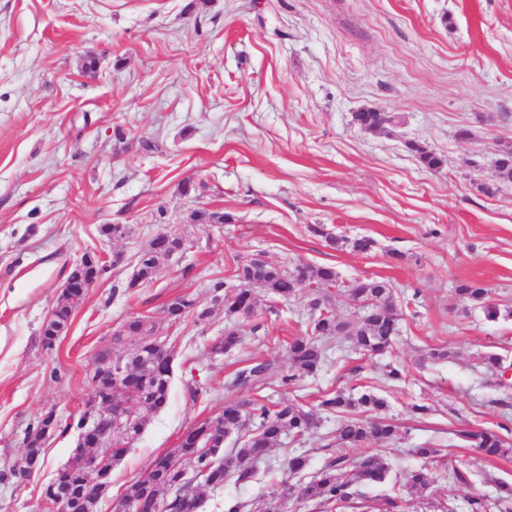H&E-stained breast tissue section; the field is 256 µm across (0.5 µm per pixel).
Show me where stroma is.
<instances>
[{
	"label": "stroma",
	"instance_id": "1",
	"mask_svg": "<svg viewBox=\"0 0 512 512\" xmlns=\"http://www.w3.org/2000/svg\"><path fill=\"white\" fill-rule=\"evenodd\" d=\"M99 61L96 73L82 68ZM364 109L393 113L367 134ZM153 141L157 150H145ZM444 158L425 168L410 143ZM512 146V0H0V475L24 448L41 414L61 418L86 407V372L135 316L155 324L173 355L168 402L112 469L98 512L114 504L181 434L217 416L243 366H290L288 341L310 323L309 290L277 304L256 294L254 323L228 354L210 346L231 327L213 285L240 258L261 254L280 266L334 267L343 282L391 283L403 309L395 358L405 383L386 386L376 359L326 344V361L296 387L268 385L273 402L371 389L389 403L405 435L383 459L385 482L368 487L374 507L403 499L404 512H465V499H495L496 479L512 483V456L483 460L461 430L512 428V391L484 387L496 352L512 361V319L490 321L457 285L474 282L512 306V181L496 162ZM198 189L183 194L182 184ZM231 223L197 226L196 210ZM124 224L126 237L100 236ZM323 225L328 235L310 232ZM179 234L186 252L162 258L153 281L128 288L137 257L159 231ZM367 236L372 252L331 246L328 236ZM120 254L75 310L53 349L41 328L72 261L84 252ZM191 296L209 309L202 322L171 323L165 307ZM450 356L428 360L433 348ZM203 384L191 399L187 387ZM428 406L424 417L413 405ZM325 413L301 440L283 438L255 463L249 483L200 486L201 512L224 501L247 512H318L301 495L335 443ZM440 449L442 461L414 456ZM74 432L44 444V463L26 484L0 478V512H44L40 491L66 464ZM309 457L291 475L288 449ZM469 469L454 484L449 465ZM426 467L427 492L408 496L398 478Z\"/></svg>",
	"mask_w": 512,
	"mask_h": 512
}]
</instances>
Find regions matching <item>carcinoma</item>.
I'll return each instance as SVG.
<instances>
[{
    "instance_id": "carcinoma-1",
    "label": "carcinoma",
    "mask_w": 512,
    "mask_h": 512,
    "mask_svg": "<svg viewBox=\"0 0 512 512\" xmlns=\"http://www.w3.org/2000/svg\"><path fill=\"white\" fill-rule=\"evenodd\" d=\"M354 120L364 132L375 127L385 129L395 121L390 112L383 118L369 111L357 112ZM420 163L429 170H438L444 164L441 155L429 151L417 144L411 145ZM192 220L199 225L229 224L232 217L224 213L197 211ZM310 231L327 239L328 242L353 252L366 254L373 250L375 241L368 237L335 238L325 232L324 226L315 224ZM141 263L139 276L141 282H150L158 271V258L149 250L139 256ZM310 289L309 307L311 325L307 331L288 342L290 368L288 371L271 375L268 366L257 364L245 366L235 372L228 387L247 388L256 392L263 391L270 381L284 387L296 385L299 377L317 374L325 360L324 341L330 338L346 341L367 357L384 356L393 350V344L400 332L402 313L396 310L394 296L390 286L380 280L356 279L349 284L339 280L336 269L327 266L301 265L293 272L259 262L238 263L227 281L214 284V301L224 303V314L238 318L244 312L255 314L256 300L254 291L260 289L267 295L282 302L294 297L301 285ZM457 293L477 303L485 317L495 321L500 317H512V308L500 309L488 300V290L473 283L458 286ZM345 299L346 303L372 301L382 307L364 319L341 320L336 315L335 296ZM167 310L178 311L174 321L183 320L189 315L195 321L202 322L210 310L197 307L195 300L182 296L168 303ZM127 335L134 341L121 353L112 354V371L138 372V393L141 401L133 403L130 413L131 423L112 426V454L107 458L104 468L112 467L126 453L128 440L138 438L142 433L147 416L141 413L145 408L157 412L168 401L170 381L173 373L171 352H162L155 346L157 339L155 325L142 317H133L124 325ZM241 344L240 332L229 329L215 339L212 352L224 354ZM489 367L500 371L497 377L487 382L489 386L502 385V375L512 364L507 358L488 353L481 357ZM384 383L392 386L406 378L405 368L389 362L382 368ZM387 408V400L373 390L346 392L330 391L321 396L318 406L310 409L297 401L287 400L277 405L265 403V397L258 396L249 401L226 400L222 412L214 419L193 425L183 433L179 447L165 454L150 465L144 475L131 486L124 495V501L147 504L158 502L166 506V512H181L184 497L182 476L184 467L181 456L189 455L193 467L208 471L205 485L217 487L228 479L244 483L253 478L254 468L241 465L242 460L262 458L271 448L281 443L284 436L301 439L320 421L319 412L336 413V445L352 447L364 443H390L402 439L399 427L382 417ZM43 419L29 427L25 438L26 448L22 458L31 466L39 467L44 462L40 446ZM246 434L242 444L224 452V444L232 436ZM458 436L472 443L479 454L485 458L507 457L512 455V443L498 432L486 429L481 431L464 430ZM223 452L221 464L211 465L210 452ZM288 468L294 474L303 473L308 467V456L301 452L289 451ZM389 468L378 454L366 455L358 460L336 452L330 455L319 471L305 483L303 496L309 501L324 507L322 512H346L348 508H359L361 512H370L369 499L362 487L382 483L388 477ZM75 478L84 484L83 512H96L99 493L96 485L86 478L80 469H75ZM403 483L411 488L425 490L431 481L424 469L410 470L405 473ZM495 507L498 512H512V484L502 482L498 485Z\"/></svg>"
}]
</instances>
